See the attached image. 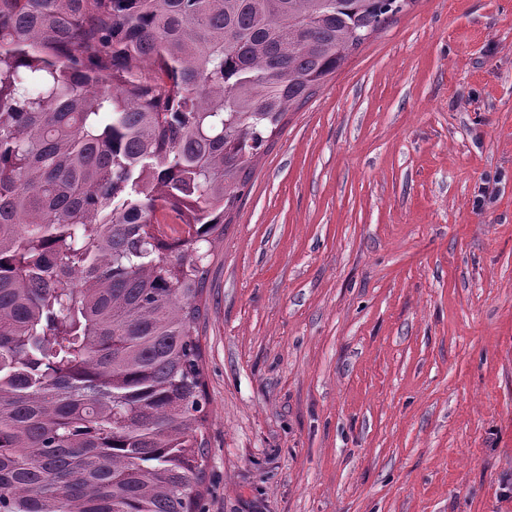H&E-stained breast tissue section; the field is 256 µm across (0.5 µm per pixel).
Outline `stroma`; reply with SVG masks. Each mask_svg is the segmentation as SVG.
I'll return each mask as SVG.
<instances>
[{
	"mask_svg": "<svg viewBox=\"0 0 512 512\" xmlns=\"http://www.w3.org/2000/svg\"><path fill=\"white\" fill-rule=\"evenodd\" d=\"M229 218L204 512H512V0H411Z\"/></svg>",
	"mask_w": 512,
	"mask_h": 512,
	"instance_id": "obj_1",
	"label": "stroma"
}]
</instances>
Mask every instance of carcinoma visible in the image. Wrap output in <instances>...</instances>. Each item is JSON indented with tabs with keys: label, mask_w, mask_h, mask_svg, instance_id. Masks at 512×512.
Instances as JSON below:
<instances>
[{
	"label": "carcinoma",
	"mask_w": 512,
	"mask_h": 512,
	"mask_svg": "<svg viewBox=\"0 0 512 512\" xmlns=\"http://www.w3.org/2000/svg\"><path fill=\"white\" fill-rule=\"evenodd\" d=\"M404 5L0 0V512H199L224 216Z\"/></svg>",
	"instance_id": "1"
}]
</instances>
